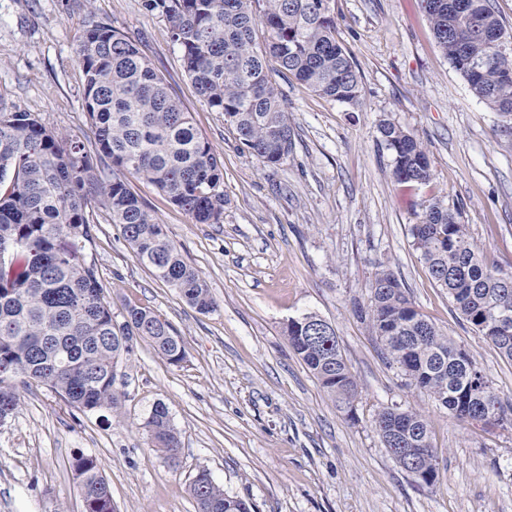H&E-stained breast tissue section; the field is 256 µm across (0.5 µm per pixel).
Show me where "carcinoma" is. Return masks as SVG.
Listing matches in <instances>:
<instances>
[{
  "instance_id": "carcinoma-1",
  "label": "carcinoma",
  "mask_w": 512,
  "mask_h": 512,
  "mask_svg": "<svg viewBox=\"0 0 512 512\" xmlns=\"http://www.w3.org/2000/svg\"><path fill=\"white\" fill-rule=\"evenodd\" d=\"M333 0H144L164 20L198 95L224 116L241 145L268 166L288 158L293 126L276 78L295 79L328 100L357 105L362 81L349 50L336 36ZM471 13L448 11V0H420L438 47L470 89L512 126V51L493 53L479 27L505 30L490 0H469ZM84 72L83 104L94 139L89 151L29 112L0 109V410L15 412L18 383L42 384L83 411L116 409L124 393L111 369L147 340L173 366L186 358L174 328L149 308L128 305L117 323L95 266L83 251L92 238L90 218L106 210L139 261L198 312L217 307L198 271L170 240L164 225L131 190L128 177L155 185L197 224L224 215L223 166L191 114L174 98L141 45L113 27L86 28L77 45ZM401 183L433 176L422 141L391 120L379 124ZM416 248L432 280L448 290L455 309L474 331L512 361V273L509 283L480 259L458 213L435 199L412 225ZM509 315L504 335L479 327L480 318ZM364 318L389 363L409 384L429 391L461 421L477 422L486 409L505 418L487 376L466 350L414 310L398 280L379 270ZM294 353L345 415L355 412L358 384L335 331L315 333L285 325ZM385 447L397 441L400 465L415 461L420 482L438 475L426 416L386 407L374 419ZM145 428L171 463L181 450L166 405L158 402ZM84 512H113L112 491L97 459L77 455ZM190 491L198 512H252L247 501L224 493L206 470Z\"/></svg>"
}]
</instances>
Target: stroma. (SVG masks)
Returning a JSON list of instances; mask_svg holds the SVG:
<instances>
[{
	"label": "stroma",
	"instance_id": "35a3bbf8",
	"mask_svg": "<svg viewBox=\"0 0 512 512\" xmlns=\"http://www.w3.org/2000/svg\"><path fill=\"white\" fill-rule=\"evenodd\" d=\"M338 39L362 79L351 107L296 80L281 82L294 145L263 165L184 75L165 23L142 0H0V107L50 130L89 131L78 37L100 22L142 43L192 113L224 169V219L197 224L152 184L130 179L217 309L197 312L140 263L106 211L84 258L115 317L149 307L181 336L169 365L144 340L116 369L119 411L67 406L48 387L18 388L0 423V512H82L71 462L96 457L115 512H197L190 484L207 470L255 512H512V424L459 421L387 363L361 312L377 270L393 273L415 308L465 349L503 406L512 361L478 336L431 279L410 227L438 198L459 212L484 263L512 272V129L471 92L441 53L419 0H334ZM390 119L427 147L433 179L400 184L380 142ZM313 312L329 322L359 386L347 418L292 351L282 328ZM164 403L181 440L169 466L144 427ZM414 408L438 452L434 483H419L385 448L374 416Z\"/></svg>",
	"mask_w": 512,
	"mask_h": 512
}]
</instances>
